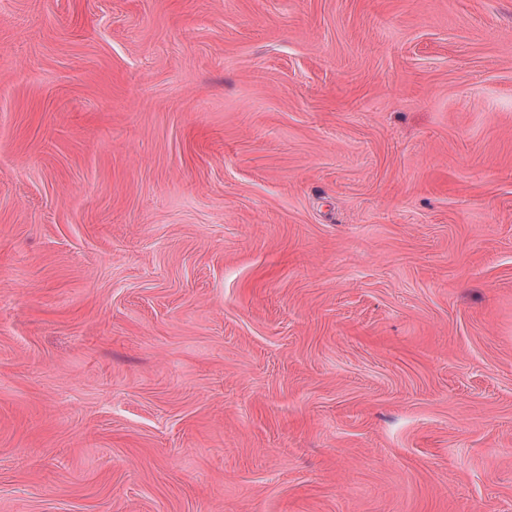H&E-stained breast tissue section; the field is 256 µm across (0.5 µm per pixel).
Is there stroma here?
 Listing matches in <instances>:
<instances>
[{
	"label": "stroma",
	"instance_id": "stroma-1",
	"mask_svg": "<svg viewBox=\"0 0 512 512\" xmlns=\"http://www.w3.org/2000/svg\"><path fill=\"white\" fill-rule=\"evenodd\" d=\"M0 512H512V0H0Z\"/></svg>",
	"mask_w": 512,
	"mask_h": 512
}]
</instances>
